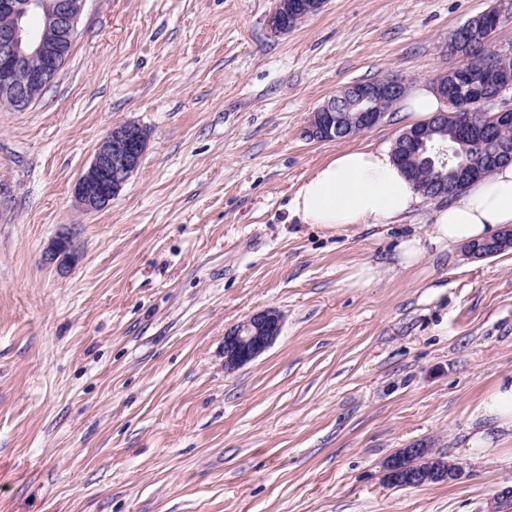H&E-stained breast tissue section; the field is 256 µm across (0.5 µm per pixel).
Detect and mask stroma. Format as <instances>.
<instances>
[{
	"label": "stroma",
	"mask_w": 512,
	"mask_h": 512,
	"mask_svg": "<svg viewBox=\"0 0 512 512\" xmlns=\"http://www.w3.org/2000/svg\"><path fill=\"white\" fill-rule=\"evenodd\" d=\"M492 3L326 0L276 36L273 0H87L42 98L0 104V512H512V451H462L512 373V251L401 270L433 201L345 235L286 210L319 163L403 130L394 111L317 141L312 113L354 82L433 80ZM125 120L149 131L140 168L83 211L72 188ZM64 228L62 274L41 255ZM363 262L378 278L346 287ZM267 309L279 337L225 370V331ZM417 445L463 475L388 484Z\"/></svg>",
	"instance_id": "1"
}]
</instances>
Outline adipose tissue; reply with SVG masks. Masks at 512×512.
I'll return each mask as SVG.
<instances>
[{
  "label": "adipose tissue",
  "mask_w": 512,
  "mask_h": 512,
  "mask_svg": "<svg viewBox=\"0 0 512 512\" xmlns=\"http://www.w3.org/2000/svg\"><path fill=\"white\" fill-rule=\"evenodd\" d=\"M445 108L434 86L423 82L405 96L401 114L413 126ZM420 202L415 184L394 160L390 147L382 144L343 149L320 163L300 183L287 211L300 223L342 234L362 225L400 223ZM507 226H512V163L435 206L426 237L401 242L399 264L406 268L417 264L427 245L451 250L490 238ZM471 420L469 457L494 453L497 432H512V374L496 380Z\"/></svg>",
  "instance_id": "ef3b65f1"
}]
</instances>
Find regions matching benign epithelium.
<instances>
[{"mask_svg": "<svg viewBox=\"0 0 512 512\" xmlns=\"http://www.w3.org/2000/svg\"><path fill=\"white\" fill-rule=\"evenodd\" d=\"M86 0H0V102L23 111L37 102L67 61L78 37V24ZM324 0H309L299 6L294 0H275L269 15L271 33L292 29L291 16L303 9L311 15L322 10ZM404 87L395 81L363 83L347 108L336 107L332 97L312 115L308 136L314 140H337L357 131L371 130L384 121L385 113L374 101L400 95ZM148 138L140 125L116 124L99 142L95 153L73 187L77 204L85 211H102L118 196L124 184L138 171ZM78 260L72 236L62 232L45 251L46 264L64 271ZM281 332V317L272 310L256 312L224 334V365L241 367L264 353ZM390 484H419L432 476L454 480L461 469L431 456L428 448H403L385 463Z\"/></svg>", "mask_w": 512, "mask_h": 512, "instance_id": "7a95c632", "label": "benign epithelium"}]
</instances>
